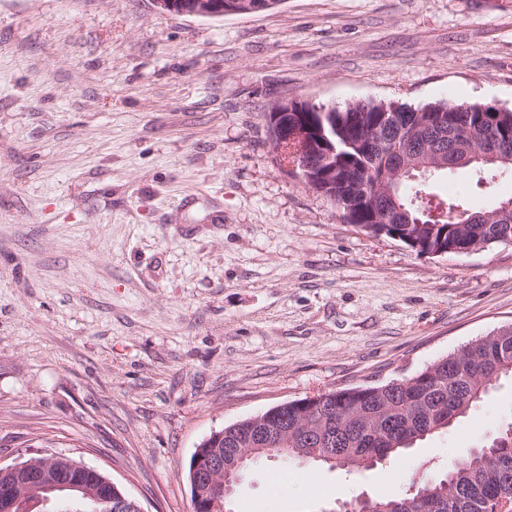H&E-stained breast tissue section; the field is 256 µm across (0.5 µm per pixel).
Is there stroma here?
Here are the masks:
<instances>
[{
	"mask_svg": "<svg viewBox=\"0 0 512 512\" xmlns=\"http://www.w3.org/2000/svg\"><path fill=\"white\" fill-rule=\"evenodd\" d=\"M512 109V0H281L221 19L152 0H0V464L105 472L192 512L211 432L409 377L512 322V245L420 255L276 162L280 99ZM512 416L473 414L360 473L279 458L233 512H319L445 474Z\"/></svg>",
	"mask_w": 512,
	"mask_h": 512,
	"instance_id": "35a3bbf8",
	"label": "stroma"
}]
</instances>
